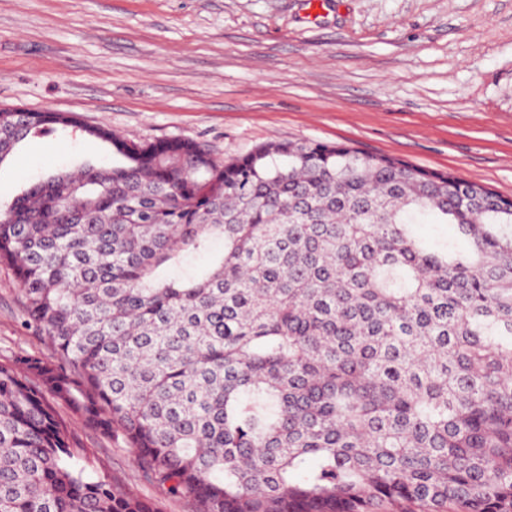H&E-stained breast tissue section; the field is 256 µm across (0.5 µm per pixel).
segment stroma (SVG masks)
<instances>
[{"label": "stroma", "instance_id": "obj_1", "mask_svg": "<svg viewBox=\"0 0 512 512\" xmlns=\"http://www.w3.org/2000/svg\"><path fill=\"white\" fill-rule=\"evenodd\" d=\"M77 113L219 158L278 139L346 143L512 198V0H0V108ZM84 140L29 138L0 165V201L85 160ZM0 267V354L50 350ZM87 472L196 512L122 441L73 423Z\"/></svg>", "mask_w": 512, "mask_h": 512}]
</instances>
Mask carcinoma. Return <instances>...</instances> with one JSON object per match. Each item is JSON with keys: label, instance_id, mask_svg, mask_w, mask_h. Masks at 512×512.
I'll list each match as a JSON object with an SVG mask.
<instances>
[{"label": "carcinoma", "instance_id": "cac0c4a2", "mask_svg": "<svg viewBox=\"0 0 512 512\" xmlns=\"http://www.w3.org/2000/svg\"><path fill=\"white\" fill-rule=\"evenodd\" d=\"M45 136L117 162L0 210L53 352L0 360V512H159L86 473L62 406L197 512H512V202L346 144L224 160L66 112H0V165ZM209 262L208 255L189 254L186 256L179 266H169L164 269V273L168 276L186 277L194 275L207 266Z\"/></svg>", "mask_w": 512, "mask_h": 512}]
</instances>
